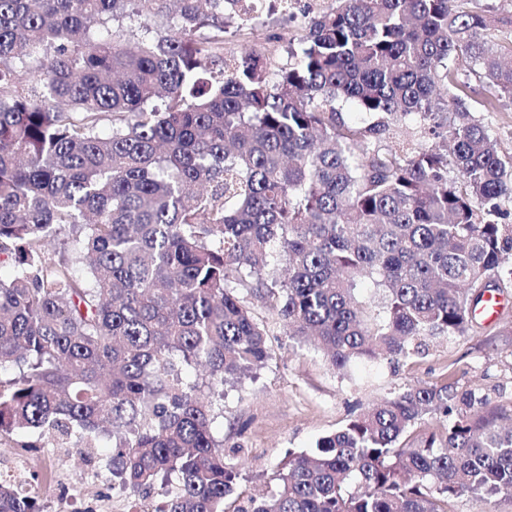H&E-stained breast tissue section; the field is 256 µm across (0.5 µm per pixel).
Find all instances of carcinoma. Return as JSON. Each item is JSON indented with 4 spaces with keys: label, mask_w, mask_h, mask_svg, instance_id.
Segmentation results:
<instances>
[{
    "label": "carcinoma",
    "mask_w": 512,
    "mask_h": 512,
    "mask_svg": "<svg viewBox=\"0 0 512 512\" xmlns=\"http://www.w3.org/2000/svg\"><path fill=\"white\" fill-rule=\"evenodd\" d=\"M167 2L0 0V437H92L112 489L161 476L160 512H224L237 473L215 398L271 358L248 301L342 371L463 336L486 293L512 288V155L458 72L482 70L491 110L512 100V65L457 0H335L273 76L251 49L224 58L244 25L230 0H176L157 27ZM409 115L450 151L382 150ZM61 226L80 256L57 251ZM488 405L448 382L385 398L288 451L277 489L237 512L512 496V427ZM0 512L40 510L0 483Z\"/></svg>",
    "instance_id": "obj_1"
}]
</instances>
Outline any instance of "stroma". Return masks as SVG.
Here are the masks:
<instances>
[{"label":"stroma","mask_w":512,"mask_h":512,"mask_svg":"<svg viewBox=\"0 0 512 512\" xmlns=\"http://www.w3.org/2000/svg\"><path fill=\"white\" fill-rule=\"evenodd\" d=\"M458 5L465 11L490 9L489 35L503 58L512 60V0H458ZM259 27L260 34L230 39L229 48L237 53L250 46L287 66V43L301 36L300 22L266 13ZM256 313L266 326L272 357L225 384L221 412L212 424L239 472L236 492L225 502L227 512H235L249 496L275 490L286 451L310 450L319 437L366 407L408 388L449 381L479 389L490 406L512 410V292L497 320L477 322L463 336L431 339L423 356L358 361L343 373L335 372L320 350L283 332L273 312L260 307ZM16 459L49 471L51 487L41 493L43 512H58L65 501L72 512H127L133 503L153 512L163 499L159 487L130 498L116 493L105 449L81 450L72 439L37 448L0 442V463Z\"/></svg>","instance_id":"1"}]
</instances>
